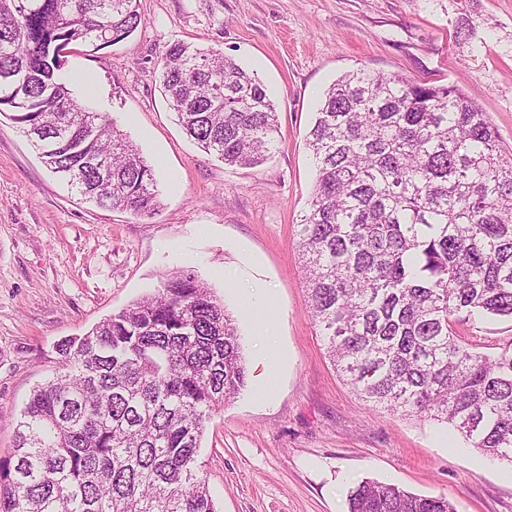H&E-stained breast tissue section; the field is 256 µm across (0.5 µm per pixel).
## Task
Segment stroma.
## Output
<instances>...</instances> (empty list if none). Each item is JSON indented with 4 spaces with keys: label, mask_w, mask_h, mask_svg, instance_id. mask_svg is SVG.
<instances>
[{
    "label": "stroma",
    "mask_w": 512,
    "mask_h": 512,
    "mask_svg": "<svg viewBox=\"0 0 512 512\" xmlns=\"http://www.w3.org/2000/svg\"><path fill=\"white\" fill-rule=\"evenodd\" d=\"M141 23L65 63L74 96L152 165L151 216L86 202L0 116V456L33 390L59 367L57 343L189 271L236 321L240 395L212 413L200 476L217 512H346L362 480L447 496L458 512H512V464L447 424L365 401L330 364L295 251L313 187L306 136L324 92L363 69L460 85L512 154V0H139ZM222 49L253 71L279 134L256 167L225 165L183 132L160 83L165 48ZM479 351L512 346V320H459ZM278 363L265 395L260 355Z\"/></svg>",
    "instance_id": "1"
}]
</instances>
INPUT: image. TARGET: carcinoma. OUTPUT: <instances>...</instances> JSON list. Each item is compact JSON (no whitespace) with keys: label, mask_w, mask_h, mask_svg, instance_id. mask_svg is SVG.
Masks as SVG:
<instances>
[{"label":"carcinoma","mask_w":512,"mask_h":512,"mask_svg":"<svg viewBox=\"0 0 512 512\" xmlns=\"http://www.w3.org/2000/svg\"><path fill=\"white\" fill-rule=\"evenodd\" d=\"M138 0H0V115L46 166L101 207L151 215L153 169L106 112L73 98L62 52L118 43ZM162 85L185 133L228 165L257 166L278 116L221 50L176 42ZM306 146L315 181L296 248L335 370L361 397L444 422L512 463V349L457 335L460 315L512 319V158L457 85L349 72ZM0 457V512H216L198 476L211 413L246 384L235 320L192 273L57 346ZM347 512H457L366 480Z\"/></svg>","instance_id":"1"}]
</instances>
